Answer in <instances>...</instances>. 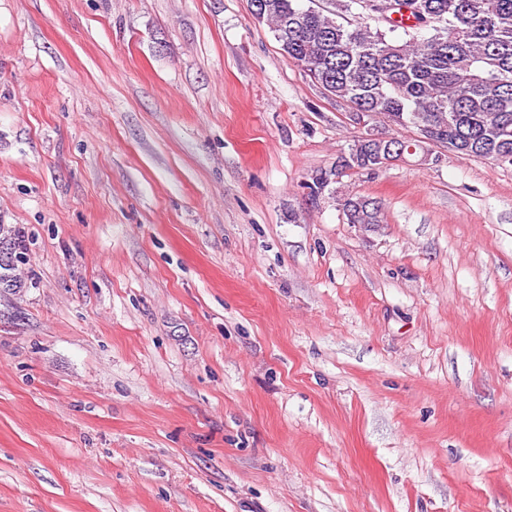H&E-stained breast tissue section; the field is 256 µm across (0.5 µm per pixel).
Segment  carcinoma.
Wrapping results in <instances>:
<instances>
[{
	"instance_id": "cac0c4a2",
	"label": "carcinoma",
	"mask_w": 512,
	"mask_h": 512,
	"mask_svg": "<svg viewBox=\"0 0 512 512\" xmlns=\"http://www.w3.org/2000/svg\"><path fill=\"white\" fill-rule=\"evenodd\" d=\"M280 45L330 96L400 129L432 124L448 151L512 165V0H332L325 13L296 0H261ZM392 159L356 140L329 168L312 171L311 192L331 190L343 167L370 170ZM354 224L385 223L381 203L344 194ZM19 232L0 224V293L25 287Z\"/></svg>"
}]
</instances>
